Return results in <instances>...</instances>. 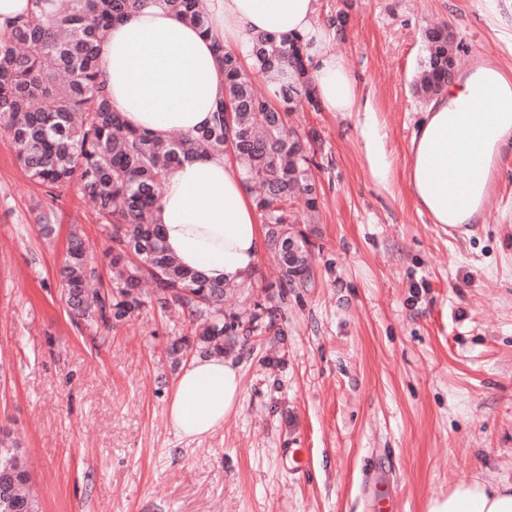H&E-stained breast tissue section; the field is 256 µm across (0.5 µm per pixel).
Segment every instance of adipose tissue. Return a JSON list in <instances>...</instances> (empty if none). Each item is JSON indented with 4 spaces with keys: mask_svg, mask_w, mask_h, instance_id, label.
<instances>
[{
    "mask_svg": "<svg viewBox=\"0 0 512 512\" xmlns=\"http://www.w3.org/2000/svg\"><path fill=\"white\" fill-rule=\"evenodd\" d=\"M213 22L202 33L166 0L115 23L99 45L98 61L114 111L160 139L194 133L211 123L224 85L216 44L245 68L256 61L253 39L302 37L309 72L324 111L353 112L358 85L331 49L332 28L319 18V0H201ZM494 94H483L486 86ZM512 148V84L493 68L448 84L430 102L411 138L409 184L416 203L436 224L481 220L494 157ZM157 221L180 263L208 279L249 284L266 239L239 165L221 154L172 168ZM240 395V376L221 355L196 356L184 365L167 407L174 434L195 440L223 428ZM426 512H512V485L461 481L432 496Z\"/></svg>",
    "mask_w": 512,
    "mask_h": 512,
    "instance_id": "adipose-tissue-1",
    "label": "adipose tissue"
}]
</instances>
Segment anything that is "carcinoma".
<instances>
[{"instance_id":"obj_1","label":"carcinoma","mask_w":512,"mask_h":512,"mask_svg":"<svg viewBox=\"0 0 512 512\" xmlns=\"http://www.w3.org/2000/svg\"><path fill=\"white\" fill-rule=\"evenodd\" d=\"M167 2L189 23L209 29L199 0ZM144 3L87 0L88 7L77 10L66 0L50 23L33 14L0 35V129L8 134L20 167L46 188L51 202L57 201L55 191L75 183L95 201L104 221L110 240L106 283L79 232L69 234L60 277L73 323L110 329L147 306L161 311L175 306L189 323H201L203 331L180 337L174 350L221 354L224 337L236 335L237 325L224 321V295L232 287L183 267L166 250L155 212L168 171L210 153L234 157L266 224L267 245L280 268L277 287L284 295L288 260L281 239L288 237L290 205L302 198L313 211L318 202L311 146L288 128L285 116L296 107L317 108L318 99L302 41L279 43L263 34L253 44L257 73L273 81L292 70L293 82L261 93L236 54L219 47L224 96L209 126L164 140L127 127L112 111L98 70V49L109 24ZM424 42L426 56L415 88L430 96L448 83L447 29L426 31ZM144 280L154 285L149 297L140 289ZM16 447L0 439V480L11 488L10 501L0 499V512H39L25 454Z\"/></svg>"}]
</instances>
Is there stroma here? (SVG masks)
<instances>
[{
    "instance_id": "35a3bbf8",
    "label": "stroma",
    "mask_w": 512,
    "mask_h": 512,
    "mask_svg": "<svg viewBox=\"0 0 512 512\" xmlns=\"http://www.w3.org/2000/svg\"><path fill=\"white\" fill-rule=\"evenodd\" d=\"M346 17L332 50L356 77L354 112L304 108L316 131L318 209L296 226L315 283L279 294L269 252L240 312L274 307L247 343L237 410L201 440H178L166 409L187 359L178 311L99 331L66 313L59 269L71 226L107 272V239L77 187L50 198L0 132V427L31 470L41 512H426L460 481L512 484V152L496 163L483 221L432 223L407 184L412 134L429 105L414 90L425 30L453 34L457 70L477 56L512 75V0H320ZM372 113L388 181L363 137Z\"/></svg>"
}]
</instances>
